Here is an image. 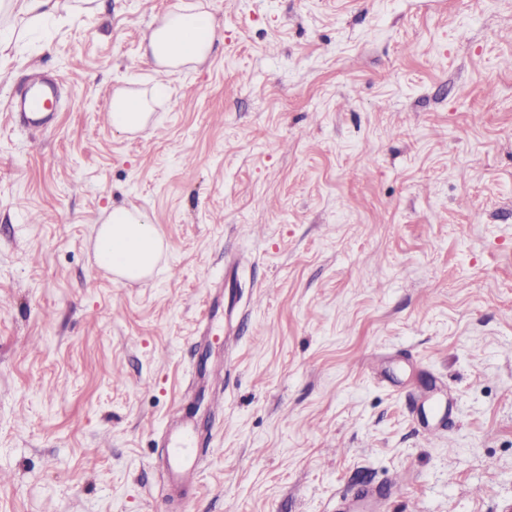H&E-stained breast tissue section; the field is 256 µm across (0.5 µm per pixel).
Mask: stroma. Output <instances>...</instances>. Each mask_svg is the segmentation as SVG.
Returning <instances> with one entry per match:
<instances>
[{
	"label": "stroma",
	"mask_w": 512,
	"mask_h": 512,
	"mask_svg": "<svg viewBox=\"0 0 512 512\" xmlns=\"http://www.w3.org/2000/svg\"><path fill=\"white\" fill-rule=\"evenodd\" d=\"M98 3L0 17V512H512V0ZM177 6L222 38L162 77ZM116 206L166 244L139 282L97 262ZM48 98H52L48 90L36 88L20 100L14 101L12 110L24 112L27 126L33 131H41L47 125L51 114L45 111ZM110 123L114 130L123 133H135L143 130L149 120L146 103L142 98L116 94L112 97ZM170 453L166 469V478L170 488H187L196 484L201 468V449L197 448L195 430L189 423L168 433Z\"/></svg>",
	"instance_id": "stroma-1"
}]
</instances>
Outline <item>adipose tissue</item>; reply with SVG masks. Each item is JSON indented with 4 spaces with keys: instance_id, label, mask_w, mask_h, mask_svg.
<instances>
[{
    "instance_id": "1",
    "label": "adipose tissue",
    "mask_w": 512,
    "mask_h": 512,
    "mask_svg": "<svg viewBox=\"0 0 512 512\" xmlns=\"http://www.w3.org/2000/svg\"><path fill=\"white\" fill-rule=\"evenodd\" d=\"M216 33L209 13L169 11L148 34L146 54L156 65L170 71L189 63L203 62L210 54ZM149 120L142 98L123 93L112 98L110 122L114 130L135 133ZM99 264L122 278L138 281L152 275L164 242L149 216L139 210L113 208L96 233Z\"/></svg>"
}]
</instances>
